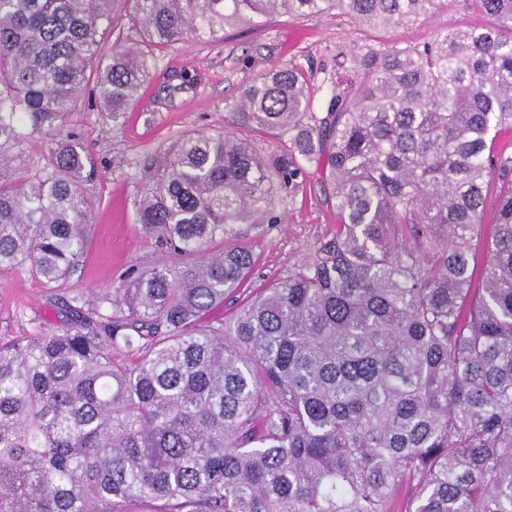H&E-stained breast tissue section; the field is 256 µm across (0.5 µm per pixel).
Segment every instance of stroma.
<instances>
[{
	"mask_svg": "<svg viewBox=\"0 0 512 512\" xmlns=\"http://www.w3.org/2000/svg\"><path fill=\"white\" fill-rule=\"evenodd\" d=\"M490 18L467 0H446L432 20L411 26L370 30L336 13L291 18L272 16L258 24L225 30L214 38L186 37L158 52L148 89L127 109L123 122L103 120L92 94L71 112L67 129L97 163L98 175L86 187L91 221L88 244L69 278L47 284L24 270L0 273V340L47 335L67 327L75 295L121 287L128 274L165 259L155 237L136 221L134 199L142 176L159 154L187 131L224 129L229 104L257 75L296 64L313 92V109L326 106L323 73L335 64L337 48L356 52L367 46L419 45L451 26L485 27ZM189 76V88L171 94L170 74ZM277 224H241L233 236L216 237L209 247L236 245L250 252L254 265L237 300L286 277L338 229L336 211L323 192L322 167L309 163L289 199L279 205Z\"/></svg>",
	"mask_w": 512,
	"mask_h": 512,
	"instance_id": "stroma-1",
	"label": "stroma"
}]
</instances>
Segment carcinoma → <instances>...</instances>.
<instances>
[{
  "label": "carcinoma",
  "mask_w": 512,
  "mask_h": 512,
  "mask_svg": "<svg viewBox=\"0 0 512 512\" xmlns=\"http://www.w3.org/2000/svg\"><path fill=\"white\" fill-rule=\"evenodd\" d=\"M444 0H0V147L58 137L45 166L6 176L0 271L68 278L87 247L94 163L62 136L96 67L117 123L154 51L272 15L334 11L374 29L423 23ZM422 45L336 49L326 115L279 66L232 123L297 130L270 152L187 133L137 187L138 223L167 260L75 306L61 334L0 342V512H512V0ZM139 40L98 57L103 24ZM308 122L302 123L301 116ZM319 161L341 230L227 318L249 274L238 224H277L282 193ZM509 188L471 242L491 168ZM410 235L413 246L403 243ZM137 355L132 366L112 350Z\"/></svg>",
  "instance_id": "1"
}]
</instances>
